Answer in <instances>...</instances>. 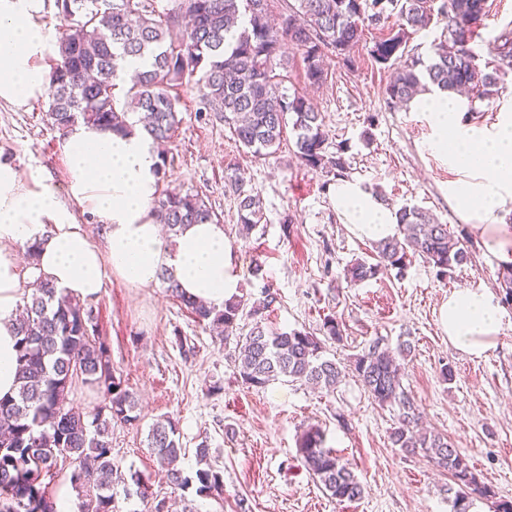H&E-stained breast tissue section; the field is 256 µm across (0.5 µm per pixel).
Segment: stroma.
<instances>
[{"label": "stroma", "instance_id": "obj_1", "mask_svg": "<svg viewBox=\"0 0 512 512\" xmlns=\"http://www.w3.org/2000/svg\"><path fill=\"white\" fill-rule=\"evenodd\" d=\"M387 36L384 29L366 30L352 68L331 63L321 88L306 89L296 67L281 90L307 92L323 116L327 152L345 150L346 179L360 181L393 207L429 211L463 240L471 261L450 276H437L417 258L404 275L391 270L347 285L343 268L369 257L372 243L341 224L336 176L302 164L290 132L269 157L246 153L190 86L180 90L179 129L163 148L172 163L159 183L205 196L238 248L244 291L256 295L266 284L278 295L265 314L267 328L315 334L325 317H335L342 339L327 342L326 355L347 365L370 345L410 344L403 383L426 427L459 448L492 490L493 501L511 502L512 299L501 286L503 264L456 208L451 190L469 175L429 149L433 128L427 113L388 104L390 71L370 55L374 43ZM47 112L44 96L21 108L0 102V157L12 161L22 177L45 178L76 223L103 244L102 225L68 194L64 138ZM510 114L512 73L500 79L491 98L470 99L462 120L490 131ZM233 171L264 207V223L247 238L238 234L236 202L224 191V177ZM257 262L265 270L261 280L252 275ZM461 288L489 292L503 315L497 344L481 359L450 346L440 324L441 305ZM92 306L96 333L108 343L112 365L137 399L141 417L135 427L113 426L112 458L121 470L150 475L153 493L148 501L129 499L123 484H115L117 512H152L162 498L172 512H450L448 472L423 454L392 445V411L375 404L354 373H346L332 392L301 382L278 381L262 389L242 385L235 339L220 342L159 281L132 288L109 278ZM446 366L454 374L449 382L441 373ZM167 415L178 421L185 450L177 468L196 470L195 449L207 443L211 464L224 473L223 496L169 483L147 445L150 425ZM311 424L322 427L327 447L362 482L360 499L331 498L297 460L296 440Z\"/></svg>", "mask_w": 512, "mask_h": 512}]
</instances>
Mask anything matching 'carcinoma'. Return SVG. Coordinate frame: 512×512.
Listing matches in <instances>:
<instances>
[{
  "label": "carcinoma",
  "mask_w": 512,
  "mask_h": 512,
  "mask_svg": "<svg viewBox=\"0 0 512 512\" xmlns=\"http://www.w3.org/2000/svg\"><path fill=\"white\" fill-rule=\"evenodd\" d=\"M179 0V9L161 12L156 0H57L67 29L49 79L47 116L58 130L78 123L125 134L135 124L157 142L179 129L178 89L190 83L214 105L236 141L260 156L276 153L292 115L295 154L314 171L344 175V150H325L323 117L305 93L285 95L273 74V62L284 47L301 52L304 83L325 84V57L333 54L350 68V51L369 27L391 26L389 36L376 42L371 55L381 65L400 59L410 32L443 23L449 47L419 69L412 59L395 68L385 87L387 100L406 105L433 86L441 91L493 96L500 76L512 69V32L489 43L492 60L481 66L470 47L485 26L487 0ZM145 62L126 78L119 74L126 58ZM127 84L124 103L116 100V80ZM225 191L235 196L238 233L247 238L265 220L262 201L244 189L237 174L225 176ZM157 221L176 234L187 224H216L218 217L199 193L162 188L153 202ZM401 236L373 242L376 262L356 259L343 269V280L357 285L387 269L405 273L418 255L444 277L471 261L462 241L427 211L399 210ZM176 301L202 322L230 335L240 315L253 319L249 332L238 337L242 384L263 388L282 378L302 381L327 391L341 382L344 369L323 356L325 342L342 338L338 321L324 319L322 337L306 331L278 332L264 326V313L277 301L266 288L263 301L248 306L235 295L220 308L186 296L174 275L158 273ZM17 392L0 399V512H56L44 479L58 462L72 466L69 481L80 499L79 512H115L113 486L125 483V495L152 496L150 476L129 469L117 476L112 461V426L139 425L138 403L112 366L108 344L96 336L91 311L74 296L47 280L26 285L17 327ZM411 347L394 350L374 345L355 357L353 372L373 401L395 412L390 438L406 453L421 452L451 474L448 494L453 512H470L474 501L487 500L491 490L470 467L448 437L420 432V411L403 385L404 361ZM102 393V405L91 413L66 406V394L76 375ZM148 447L169 483L181 489L197 485L201 495H224V475L208 464L210 448L201 444L195 456L202 467L195 475L171 467L182 452L175 420L165 417L149 428ZM301 463L321 488L340 501L361 498L364 487L336 450L326 447L324 432L311 425L297 439Z\"/></svg>",
  "instance_id": "1"
}]
</instances>
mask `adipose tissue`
I'll return each instance as SVG.
<instances>
[{
	"label": "adipose tissue",
	"mask_w": 512,
	"mask_h": 512,
	"mask_svg": "<svg viewBox=\"0 0 512 512\" xmlns=\"http://www.w3.org/2000/svg\"><path fill=\"white\" fill-rule=\"evenodd\" d=\"M47 0H0V101L21 107L48 90L45 62L56 38L42 23ZM435 130L429 147L462 171L488 170V182H462L452 190L460 211L476 220L487 250L512 264V227L498 213L512 200V117L489 132L462 123L463 100L443 92L419 102ZM71 197L104 226L103 245L92 242L55 190L41 176L22 179L0 160V398L17 390L15 318L27 283L43 279L81 299L97 298L108 277L141 288L161 270L173 272L185 293L223 305L237 294V247L220 224H188L167 240L152 213L159 158L140 131L124 136L73 126L63 145ZM340 221L361 238L396 236L399 215L359 183H336ZM38 247V261L21 268L17 252ZM502 312L492 295L472 289L449 294L440 322L458 351L481 358L494 345Z\"/></svg>",
	"instance_id": "obj_1"
}]
</instances>
